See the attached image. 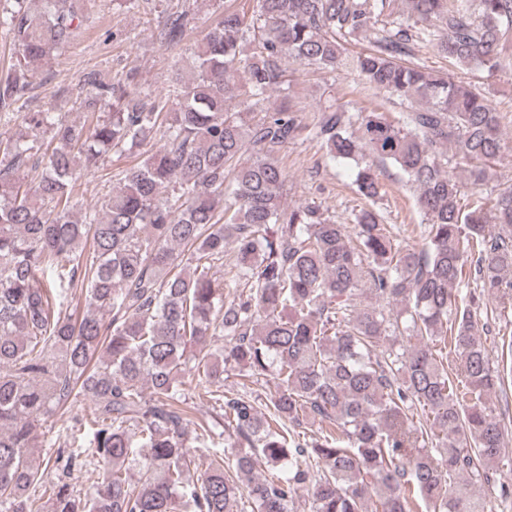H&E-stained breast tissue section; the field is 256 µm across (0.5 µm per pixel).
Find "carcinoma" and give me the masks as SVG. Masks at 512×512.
<instances>
[{
	"mask_svg": "<svg viewBox=\"0 0 512 512\" xmlns=\"http://www.w3.org/2000/svg\"><path fill=\"white\" fill-rule=\"evenodd\" d=\"M7 2L0 28L17 56L0 122L21 128L0 132V512H294L302 494L309 512H493L490 495H512L490 475L512 460L488 401L512 366L493 365L452 294L468 269L512 305V187L466 194L458 177L494 178L506 115L455 77L512 61V0H226L176 106L132 70L115 83L91 73L89 106L105 113L83 123L15 111L78 35L79 0ZM187 23L169 16L160 38L179 43ZM428 45L448 69L419 62ZM290 61L354 74L370 105L328 100L307 120L288 99ZM155 138L157 150L110 175L100 208L74 212L103 156ZM306 141L335 160L372 158L356 164L353 238L318 205L287 203L276 153ZM388 162L426 217L419 250L387 234L375 208L376 164ZM27 167L41 169L31 187ZM78 283L87 309L67 314ZM229 371L270 376L276 390L233 393ZM185 372L216 409L196 438L228 430L233 463L188 453ZM83 396L102 466L85 499L30 460L40 422Z\"/></svg>",
	"mask_w": 512,
	"mask_h": 512,
	"instance_id": "obj_1",
	"label": "carcinoma"
}]
</instances>
